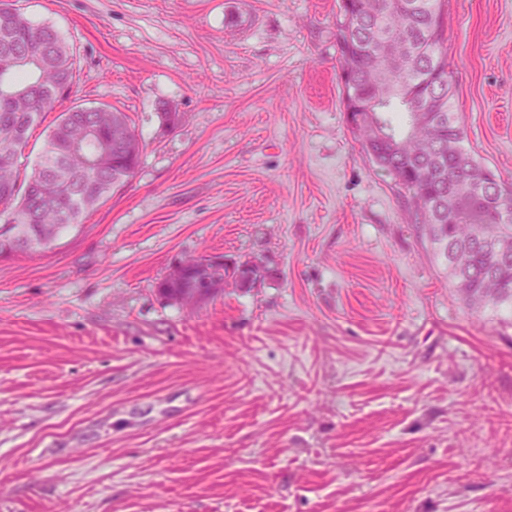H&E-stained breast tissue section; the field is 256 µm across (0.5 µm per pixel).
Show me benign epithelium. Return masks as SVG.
I'll use <instances>...</instances> for the list:
<instances>
[{"label":"benign epithelium","instance_id":"obj_1","mask_svg":"<svg viewBox=\"0 0 512 512\" xmlns=\"http://www.w3.org/2000/svg\"><path fill=\"white\" fill-rule=\"evenodd\" d=\"M261 267L255 261H248L238 267L229 266L222 256H208L194 267L184 262L173 265L163 280H189L188 288L184 289L183 301L195 303L201 299L205 291L211 292L224 289L227 280L237 285H251L260 277Z\"/></svg>","mask_w":512,"mask_h":512}]
</instances>
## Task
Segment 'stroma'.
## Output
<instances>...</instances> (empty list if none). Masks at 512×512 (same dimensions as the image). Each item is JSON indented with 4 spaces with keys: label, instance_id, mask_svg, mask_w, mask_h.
Listing matches in <instances>:
<instances>
[{
    "label": "stroma",
    "instance_id": "35a3bbf8",
    "mask_svg": "<svg viewBox=\"0 0 512 512\" xmlns=\"http://www.w3.org/2000/svg\"><path fill=\"white\" fill-rule=\"evenodd\" d=\"M135 173L0 259V512H512V312L475 314L347 121L340 0H17ZM466 146L512 184V0H446ZM177 122L163 127L159 115ZM256 260L191 307L184 258Z\"/></svg>",
    "mask_w": 512,
    "mask_h": 512
}]
</instances>
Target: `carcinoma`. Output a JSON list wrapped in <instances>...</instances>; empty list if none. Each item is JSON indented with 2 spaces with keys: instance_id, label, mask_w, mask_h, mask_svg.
<instances>
[{
  "instance_id": "obj_1",
  "label": "carcinoma",
  "mask_w": 512,
  "mask_h": 512,
  "mask_svg": "<svg viewBox=\"0 0 512 512\" xmlns=\"http://www.w3.org/2000/svg\"><path fill=\"white\" fill-rule=\"evenodd\" d=\"M444 0H341L336 29L343 101L363 121L354 132L406 190L448 278L475 311H512V190L465 146L453 111L454 73L442 51ZM72 47L0 0V238L27 242L82 225L138 165L129 115L76 105L57 117L24 182L18 151L74 79Z\"/></svg>"
}]
</instances>
